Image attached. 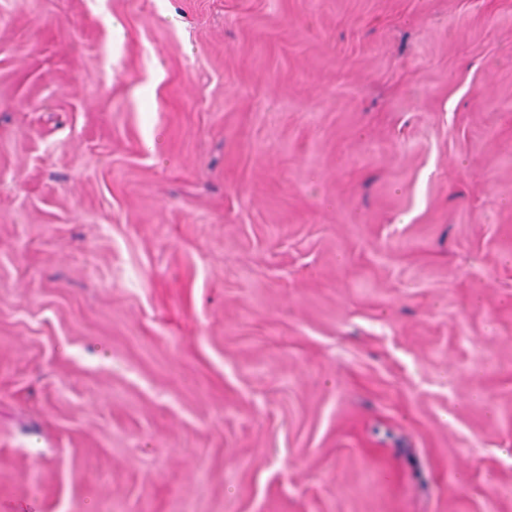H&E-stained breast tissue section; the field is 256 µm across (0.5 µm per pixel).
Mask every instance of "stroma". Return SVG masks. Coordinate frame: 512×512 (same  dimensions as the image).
Returning <instances> with one entry per match:
<instances>
[{"instance_id": "1", "label": "stroma", "mask_w": 512, "mask_h": 512, "mask_svg": "<svg viewBox=\"0 0 512 512\" xmlns=\"http://www.w3.org/2000/svg\"><path fill=\"white\" fill-rule=\"evenodd\" d=\"M0 512H512V0H0Z\"/></svg>"}]
</instances>
